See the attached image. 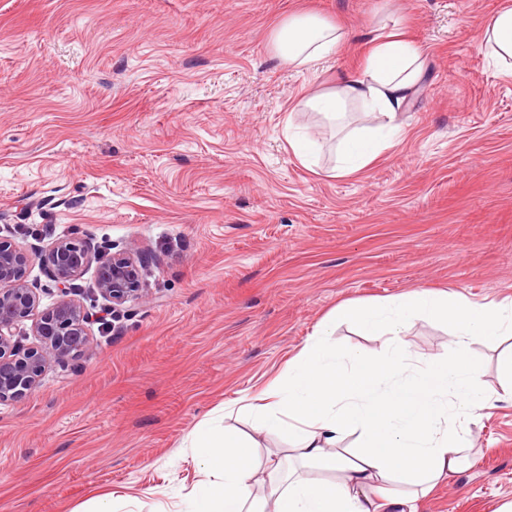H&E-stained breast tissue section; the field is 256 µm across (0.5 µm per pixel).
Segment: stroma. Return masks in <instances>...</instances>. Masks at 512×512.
I'll return each instance as SVG.
<instances>
[{
	"label": "stroma",
	"instance_id": "stroma-1",
	"mask_svg": "<svg viewBox=\"0 0 512 512\" xmlns=\"http://www.w3.org/2000/svg\"><path fill=\"white\" fill-rule=\"evenodd\" d=\"M512 0H0V238L146 248L149 297L91 325V350L0 404V512H187L189 447L240 408L347 301L415 290L512 302V78L484 55ZM310 11L353 32L318 71L269 34ZM424 52L402 131L365 170L330 177L329 132L298 103L362 67L384 17ZM319 144L312 167L287 123ZM412 363L450 352L416 316ZM474 344L490 402L460 468L420 512L512 505V399Z\"/></svg>",
	"mask_w": 512,
	"mask_h": 512
}]
</instances>
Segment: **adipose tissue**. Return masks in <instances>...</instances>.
I'll return each instance as SVG.
<instances>
[{"label": "adipose tissue", "instance_id": "adipose-tissue-1", "mask_svg": "<svg viewBox=\"0 0 512 512\" xmlns=\"http://www.w3.org/2000/svg\"><path fill=\"white\" fill-rule=\"evenodd\" d=\"M351 38L349 29L309 12L288 15L270 32L281 61L312 72ZM482 47L500 74L512 76V7L487 21ZM424 74L419 45L390 32L375 38L358 71L302 100L305 111L342 131L331 176L378 158ZM353 112L373 116L374 125L351 128ZM414 315L448 324L452 356L410 366L402 334ZM340 322L384 337L382 352L337 356L330 336ZM511 335L512 304L476 305L445 292L340 305L319 322L286 382L248 406L255 431H288L302 466L330 473L332 481L295 473L280 479L281 461L259 463L254 438L204 425L192 446L210 480L191 512H416L419 497L461 465L467 425L487 406L481 374L467 359L472 344ZM349 435L356 438L351 450L341 446Z\"/></svg>", "mask_w": 512, "mask_h": 512}]
</instances>
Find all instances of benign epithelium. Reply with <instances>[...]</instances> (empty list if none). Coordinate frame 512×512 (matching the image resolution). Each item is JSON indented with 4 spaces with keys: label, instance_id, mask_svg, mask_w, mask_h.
Returning <instances> with one entry per match:
<instances>
[{
    "label": "benign epithelium",
    "instance_id": "obj_1",
    "mask_svg": "<svg viewBox=\"0 0 512 512\" xmlns=\"http://www.w3.org/2000/svg\"><path fill=\"white\" fill-rule=\"evenodd\" d=\"M56 291V300L35 324V346L16 335L19 324L39 306L36 288L25 279L29 255L0 240V403L34 391L47 369L67 368L90 349L89 325L94 314L74 298V281L90 266L96 268L95 287L104 307L117 311L148 297L144 275L158 263L144 249L112 251V245L58 239L37 253Z\"/></svg>",
    "mask_w": 512,
    "mask_h": 512
}]
</instances>
